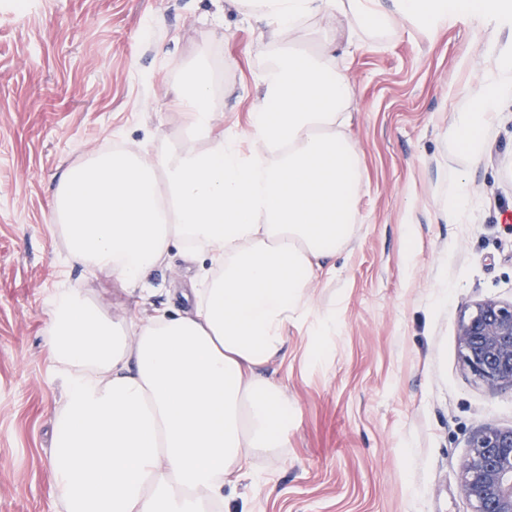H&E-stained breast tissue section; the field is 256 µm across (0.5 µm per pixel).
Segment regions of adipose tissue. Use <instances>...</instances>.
Here are the masks:
<instances>
[{"mask_svg": "<svg viewBox=\"0 0 512 512\" xmlns=\"http://www.w3.org/2000/svg\"><path fill=\"white\" fill-rule=\"evenodd\" d=\"M269 52L246 135L212 137L214 78L189 68L173 86L201 149L149 158L104 151L63 169L51 202L71 256L137 296L114 320L76 293L49 300L48 333L64 365L65 401L50 448L64 512H222L224 492L254 454L288 445L286 390L266 370L283 361L309 288L361 221L359 155L345 135L352 89L336 65L361 32L394 20L435 35L449 15L480 18L489 0H233ZM341 16L345 46L319 34L300 53L304 21ZM512 73L489 69L487 96L452 137L483 146L489 96ZM198 266L193 307L151 305L147 277L172 246Z\"/></svg>", "mask_w": 512, "mask_h": 512, "instance_id": "ef3b65f1", "label": "adipose tissue"}]
</instances>
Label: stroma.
<instances>
[{
  "label": "stroma",
  "instance_id": "stroma-1",
  "mask_svg": "<svg viewBox=\"0 0 512 512\" xmlns=\"http://www.w3.org/2000/svg\"><path fill=\"white\" fill-rule=\"evenodd\" d=\"M215 12L211 0H0V512H63L49 482L63 404L49 296L69 283L111 318L133 307L71 259L51 221L56 176L118 142L150 157L191 145L165 93L196 61L213 70L221 126L247 130L261 31ZM493 61L512 69V0L478 22L449 16L432 40L394 22L341 60L362 222L338 277L313 283L309 317L288 328L274 366L288 446L254 456L247 512H471L459 477L471 438L512 427V388L476 381L458 343L467 306L512 301V86L493 97L478 155L450 132ZM194 277L172 252L150 277L156 305L183 307Z\"/></svg>",
  "mask_w": 512,
  "mask_h": 512
}]
</instances>
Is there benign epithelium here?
Masks as SVG:
<instances>
[{
  "mask_svg": "<svg viewBox=\"0 0 512 512\" xmlns=\"http://www.w3.org/2000/svg\"><path fill=\"white\" fill-rule=\"evenodd\" d=\"M458 338L475 379L490 390L512 387V302L475 303L464 311ZM460 471L461 490L472 512H512V427L479 430Z\"/></svg>",
  "mask_w": 512,
  "mask_h": 512,
  "instance_id": "obj_1",
  "label": "benign epithelium"
}]
</instances>
